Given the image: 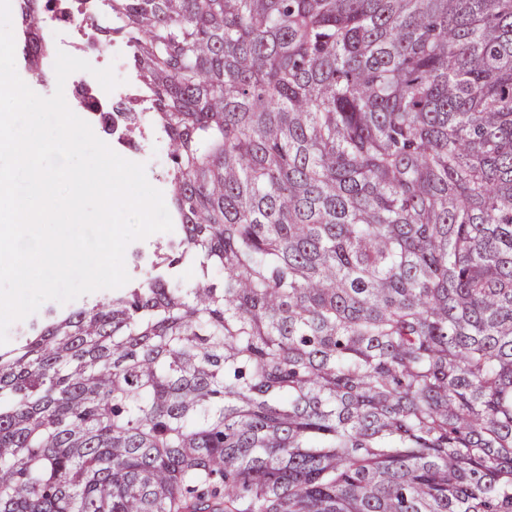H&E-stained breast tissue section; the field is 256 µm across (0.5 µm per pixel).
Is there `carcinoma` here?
I'll return each instance as SVG.
<instances>
[{
    "instance_id": "cac0c4a2",
    "label": "carcinoma",
    "mask_w": 512,
    "mask_h": 512,
    "mask_svg": "<svg viewBox=\"0 0 512 512\" xmlns=\"http://www.w3.org/2000/svg\"><path fill=\"white\" fill-rule=\"evenodd\" d=\"M106 8L181 236L0 350V512H512V0Z\"/></svg>"
}]
</instances>
